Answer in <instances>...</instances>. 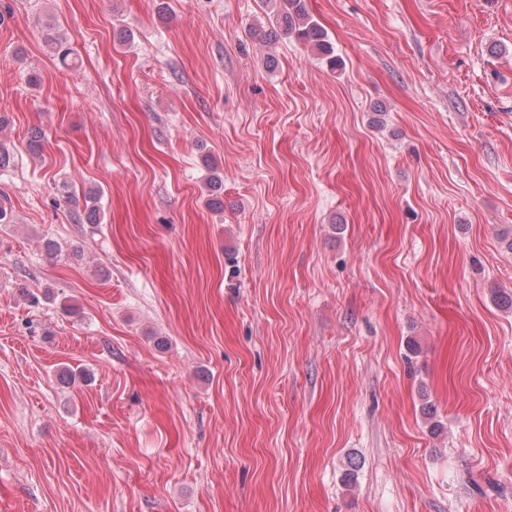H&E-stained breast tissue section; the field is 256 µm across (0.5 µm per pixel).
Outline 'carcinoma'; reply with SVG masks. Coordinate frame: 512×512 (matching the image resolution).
<instances>
[{"label": "carcinoma", "instance_id": "1", "mask_svg": "<svg viewBox=\"0 0 512 512\" xmlns=\"http://www.w3.org/2000/svg\"><path fill=\"white\" fill-rule=\"evenodd\" d=\"M263 6L269 9L268 21L270 31L263 35V39L273 41L278 37L293 36L297 40L313 45L328 66L336 67V56L333 48L326 39L321 27L312 20L307 10L305 0H262ZM45 40L63 63L72 60L71 48L56 31L55 23H45ZM85 203V218L89 224H100L104 220V211L101 205L102 193L98 188L89 187L82 192Z\"/></svg>", "mask_w": 512, "mask_h": 512}]
</instances>
